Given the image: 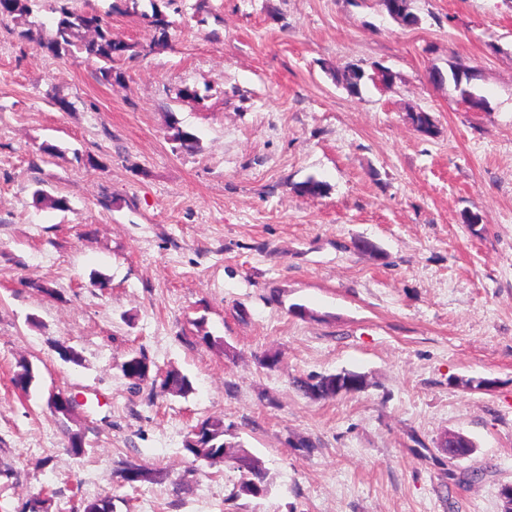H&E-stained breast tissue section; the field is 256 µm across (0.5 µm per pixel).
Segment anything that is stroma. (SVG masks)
Returning a JSON list of instances; mask_svg holds the SVG:
<instances>
[{
    "label": "stroma",
    "mask_w": 512,
    "mask_h": 512,
    "mask_svg": "<svg viewBox=\"0 0 512 512\" xmlns=\"http://www.w3.org/2000/svg\"><path fill=\"white\" fill-rule=\"evenodd\" d=\"M197 4L174 0L167 48L114 60L112 84L0 21V466L14 471L0 512L44 490L49 512L105 493L113 512H502L512 0H409L413 27L380 0ZM353 64L394 83L351 95L335 74ZM455 69L472 80L454 85ZM184 85L199 100H177ZM421 110L434 135L412 124ZM171 112L198 152L174 150ZM310 176L323 196L295 192ZM39 179L66 210L34 204ZM132 351L151 362L136 390L121 370ZM22 359L39 374L26 397L11 382ZM172 369L193 393L163 392ZM344 370L368 388L319 399L292 385ZM53 390L76 400L83 457L65 450ZM215 417L263 462L269 493L233 497L236 470L186 454L185 434ZM450 432L473 454L449 459ZM129 462L155 480L126 484Z\"/></svg>",
    "instance_id": "stroma-1"
}]
</instances>
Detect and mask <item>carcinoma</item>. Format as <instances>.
<instances>
[{
	"label": "carcinoma",
	"instance_id": "1",
	"mask_svg": "<svg viewBox=\"0 0 512 512\" xmlns=\"http://www.w3.org/2000/svg\"><path fill=\"white\" fill-rule=\"evenodd\" d=\"M41 0H0V20L12 18L25 20L26 28L19 31V37L35 41L55 57L68 56L74 52L83 53L101 63L98 68V78L110 83L121 78V73L114 70L112 63L117 58L135 60L157 47L168 43L169 29L172 22L161 9V5L169 4L172 0H149L150 10L142 9V0H113L104 11H82L73 5V0H51L50 11L54 14L51 35L43 38L42 23L30 20L35 7ZM135 14L153 31L149 44L138 42L127 43L112 38L110 18L112 14ZM369 79V75L358 66H348L336 74V82L353 93H358L361 86ZM169 140L175 144V149L182 152L198 150V140L195 135L179 125L174 113L168 115ZM295 191L303 196L317 197L325 193L326 184L310 176L295 184ZM34 200L53 209L63 210L68 207V200L61 196H53L42 188L33 192ZM147 357H142L137 363L122 366L124 376L137 385L143 377ZM356 373L342 371L330 375H309L293 380L294 387L308 395L318 398H333L339 396V390L353 382ZM12 382L22 394L29 395L37 382V372L32 363L23 359L17 363L12 376ZM162 387L175 396L186 397L193 391L191 379L178 372L170 371L162 379ZM57 424L67 435V452L73 456L85 453L83 433L69 426L71 418L64 412L55 413ZM222 419H206L197 424L183 441V448L196 461H203L210 466L224 463L232 466L240 473L238 494L251 497H261L269 491L268 472L262 462L254 457L240 443H235L234 451L224 447L227 442ZM125 481L132 487L139 483L153 480L149 470L140 465L125 468ZM84 512H113L112 495H99L86 502Z\"/></svg>",
	"mask_w": 512,
	"mask_h": 512
}]
</instances>
